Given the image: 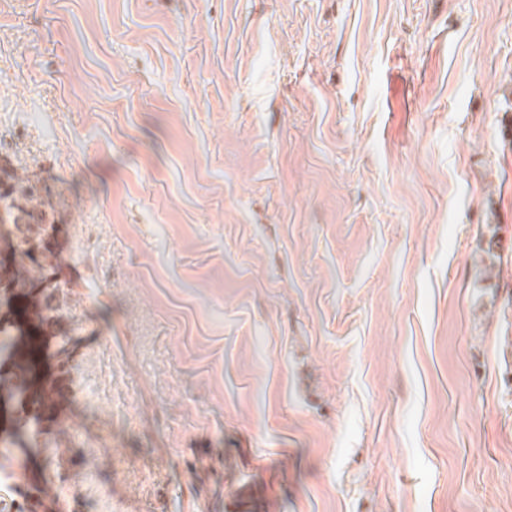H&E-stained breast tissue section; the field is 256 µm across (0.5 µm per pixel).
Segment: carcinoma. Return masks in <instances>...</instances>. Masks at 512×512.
I'll list each match as a JSON object with an SVG mask.
<instances>
[{"label": "carcinoma", "mask_w": 512, "mask_h": 512, "mask_svg": "<svg viewBox=\"0 0 512 512\" xmlns=\"http://www.w3.org/2000/svg\"><path fill=\"white\" fill-rule=\"evenodd\" d=\"M53 213L28 179L0 168V307L28 288L54 279L58 254L50 246Z\"/></svg>", "instance_id": "obj_1"}]
</instances>
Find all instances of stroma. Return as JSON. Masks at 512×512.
<instances>
[{
	"label": "stroma",
	"mask_w": 512,
	"mask_h": 512,
	"mask_svg": "<svg viewBox=\"0 0 512 512\" xmlns=\"http://www.w3.org/2000/svg\"><path fill=\"white\" fill-rule=\"evenodd\" d=\"M1 158L72 292L0 512H512V0H0Z\"/></svg>",
	"instance_id": "stroma-1"
}]
</instances>
